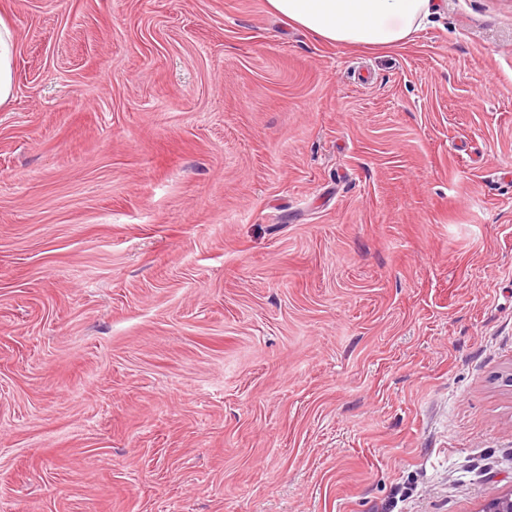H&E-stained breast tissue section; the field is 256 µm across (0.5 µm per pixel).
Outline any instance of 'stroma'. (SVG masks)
<instances>
[{
	"label": "stroma",
	"instance_id": "stroma-1",
	"mask_svg": "<svg viewBox=\"0 0 512 512\" xmlns=\"http://www.w3.org/2000/svg\"><path fill=\"white\" fill-rule=\"evenodd\" d=\"M0 19V512L512 489V0L381 51L267 0ZM15 38L12 29L0 19V107L13 97L14 81L12 62Z\"/></svg>",
	"mask_w": 512,
	"mask_h": 512
}]
</instances>
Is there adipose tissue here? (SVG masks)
Returning a JSON list of instances; mask_svg holds the SVG:
<instances>
[{
    "label": "adipose tissue",
    "mask_w": 512,
    "mask_h": 512,
    "mask_svg": "<svg viewBox=\"0 0 512 512\" xmlns=\"http://www.w3.org/2000/svg\"><path fill=\"white\" fill-rule=\"evenodd\" d=\"M272 12L322 41L371 49L403 45L434 0H268Z\"/></svg>",
    "instance_id": "obj_1"
}]
</instances>
